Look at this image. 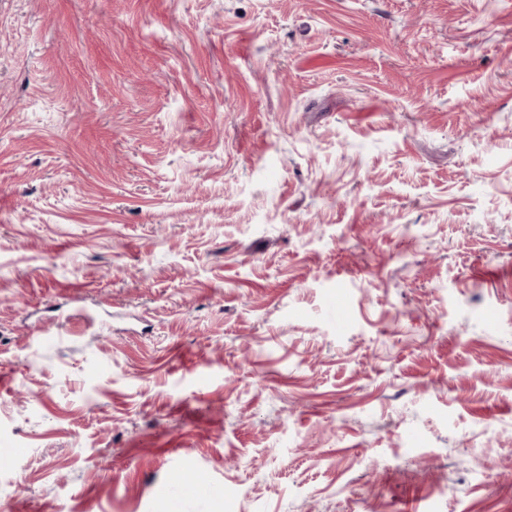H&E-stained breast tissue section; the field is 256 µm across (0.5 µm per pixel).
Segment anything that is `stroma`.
<instances>
[{
    "instance_id": "obj_1",
    "label": "stroma",
    "mask_w": 512,
    "mask_h": 512,
    "mask_svg": "<svg viewBox=\"0 0 512 512\" xmlns=\"http://www.w3.org/2000/svg\"><path fill=\"white\" fill-rule=\"evenodd\" d=\"M174 501L512 512V0H0V512Z\"/></svg>"
}]
</instances>
